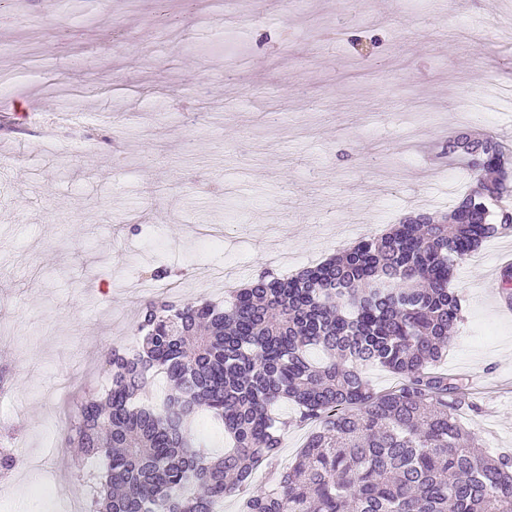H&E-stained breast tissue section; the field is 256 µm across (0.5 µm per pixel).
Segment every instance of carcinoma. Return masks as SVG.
Returning a JSON list of instances; mask_svg holds the SVG:
<instances>
[{"label": "carcinoma", "instance_id": "obj_1", "mask_svg": "<svg viewBox=\"0 0 512 512\" xmlns=\"http://www.w3.org/2000/svg\"><path fill=\"white\" fill-rule=\"evenodd\" d=\"M448 153L475 187L440 219L408 217L291 278L262 273L224 308L143 301L141 346L107 351L105 395L66 429L83 458L105 463L90 512H220L277 459L288 422L269 408L282 399L320 427L279 491L253 495L244 512H512V456L482 454L459 421L478 406L435 370L462 320L455 267L512 230V151L463 135ZM374 363L402 383L376 391L364 374ZM157 371L169 384L162 402L135 404ZM202 412L232 441L218 458L193 435ZM15 469L0 434V479Z\"/></svg>", "mask_w": 512, "mask_h": 512}]
</instances>
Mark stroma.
Wrapping results in <instances>:
<instances>
[{"instance_id": "1", "label": "stroma", "mask_w": 512, "mask_h": 512, "mask_svg": "<svg viewBox=\"0 0 512 512\" xmlns=\"http://www.w3.org/2000/svg\"><path fill=\"white\" fill-rule=\"evenodd\" d=\"M0 0V431L28 466L0 512H84L91 488L61 432L100 393L102 354L137 346L145 295L224 305L267 272L295 275L366 235L443 214V155L461 134L512 147V0ZM464 92L471 115L452 106ZM79 112V124L62 122ZM213 114L205 126L191 113ZM512 232L451 282L463 319L441 362L463 415L512 453V310L498 283ZM169 277L152 279L154 269ZM272 466L224 499L275 488L313 430L295 406Z\"/></svg>"}]
</instances>
